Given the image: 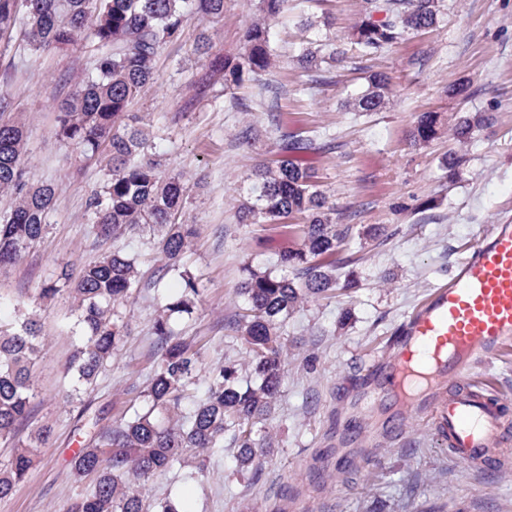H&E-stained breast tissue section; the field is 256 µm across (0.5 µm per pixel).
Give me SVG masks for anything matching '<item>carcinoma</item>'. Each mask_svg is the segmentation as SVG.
Returning <instances> with one entry per match:
<instances>
[{"label": "carcinoma", "instance_id": "obj_1", "mask_svg": "<svg viewBox=\"0 0 512 512\" xmlns=\"http://www.w3.org/2000/svg\"><path fill=\"white\" fill-rule=\"evenodd\" d=\"M284 2L262 0L263 17L246 30L244 52L235 62L212 57L205 81H263L274 65L271 21ZM444 10L445 0H365L352 43L362 55H376L408 33L435 26ZM191 13L219 17L224 0H0V40L20 27L34 49H61L91 26L98 45L95 71L56 106V136L104 165L103 184L88 201L96 236L107 241L156 232L153 249L160 265L153 284L175 277L182 281L180 294L162 299L153 320L159 362L141 409L116 425L92 424L66 476L74 481L92 476L93 487L71 500L65 512H149L150 478L184 464L189 450L224 447L226 432L238 448L240 467L252 466L259 452L254 426L271 413L282 385L285 318L312 296L357 285L336 274L354 261L342 255L353 225L336 223L334 208L314 181L315 160L334 148L332 140L283 131L276 140L278 159L253 168L250 197L239 210L242 223L275 224L277 235L288 240L286 247L272 237L262 240L264 249L277 256L273 267H245L239 293L247 308L231 326L248 354L244 368L228 363L202 371L198 337L175 328L177 321L192 317L200 294L195 275L183 263L197 228L180 222L187 203L183 175L162 172L149 153V132L129 106L153 81L155 58L181 39ZM347 59L348 49L340 44L330 47L326 59L308 47L296 56L299 66L314 72L316 83L330 81L322 62L340 65ZM389 94L387 76L375 74L348 107L374 112L385 107ZM7 109L1 97L0 193L13 196L14 206L0 216V267L19 261L40 242L55 199L53 185L31 180L23 162V126L3 119ZM489 121L485 115L460 116L448 125V134L464 144ZM442 130L438 113L423 112L415 121L413 144L426 146ZM139 282V254L115 247L85 267L71 288L80 335L65 367L74 380L71 399L93 388L124 344L128 324L120 306ZM44 350L38 320L29 309L18 310L10 322L0 321V444L12 448L9 459L0 461V502L37 465V448L50 436V429L42 427L26 441L17 438L30 415L35 367ZM201 375L207 387L198 397L192 386Z\"/></svg>", "mask_w": 512, "mask_h": 512}]
</instances>
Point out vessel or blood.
Listing matches in <instances>:
<instances>
[{
	"instance_id": "1",
	"label": "vessel or blood",
	"mask_w": 512,
	"mask_h": 512,
	"mask_svg": "<svg viewBox=\"0 0 512 512\" xmlns=\"http://www.w3.org/2000/svg\"><path fill=\"white\" fill-rule=\"evenodd\" d=\"M399 352L383 365L387 388L411 378L423 393L408 408L430 423L449 451L477 471L501 467L512 451V424L496 395L475 390L471 368L512 345V223L491 225L446 282L407 316Z\"/></svg>"
}]
</instances>
